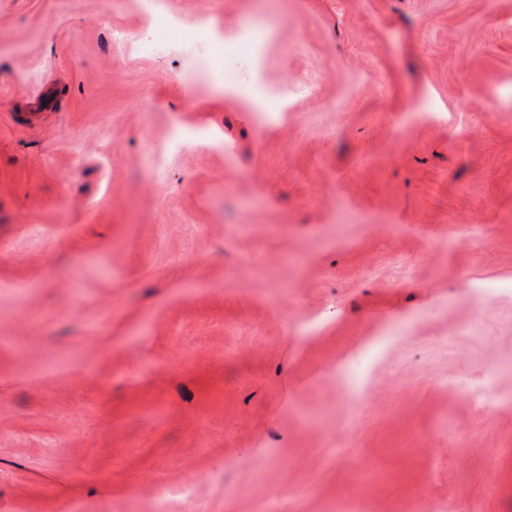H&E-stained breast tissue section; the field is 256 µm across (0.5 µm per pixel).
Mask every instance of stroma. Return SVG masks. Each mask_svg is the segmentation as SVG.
I'll return each mask as SVG.
<instances>
[{
  "label": "stroma",
  "mask_w": 512,
  "mask_h": 512,
  "mask_svg": "<svg viewBox=\"0 0 512 512\" xmlns=\"http://www.w3.org/2000/svg\"><path fill=\"white\" fill-rule=\"evenodd\" d=\"M164 13L210 80L111 45ZM175 115L230 152L155 172ZM188 479L171 512H512V0H0V512Z\"/></svg>",
  "instance_id": "1"
}]
</instances>
